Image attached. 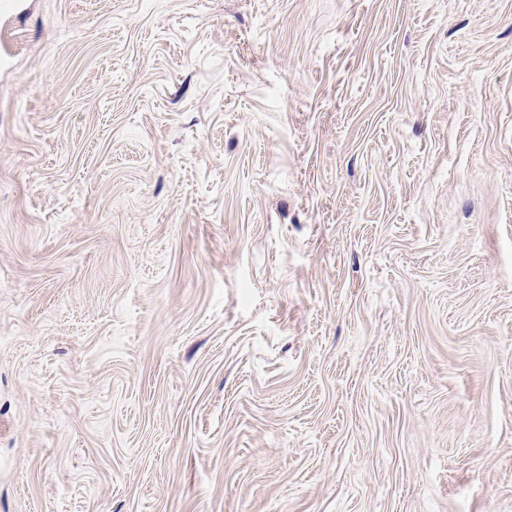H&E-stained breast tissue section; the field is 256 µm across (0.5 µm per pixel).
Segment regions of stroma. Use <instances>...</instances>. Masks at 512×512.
I'll return each mask as SVG.
<instances>
[{
  "mask_svg": "<svg viewBox=\"0 0 512 512\" xmlns=\"http://www.w3.org/2000/svg\"><path fill=\"white\" fill-rule=\"evenodd\" d=\"M0 36V512H512V0Z\"/></svg>",
  "mask_w": 512,
  "mask_h": 512,
  "instance_id": "1",
  "label": "stroma"
}]
</instances>
